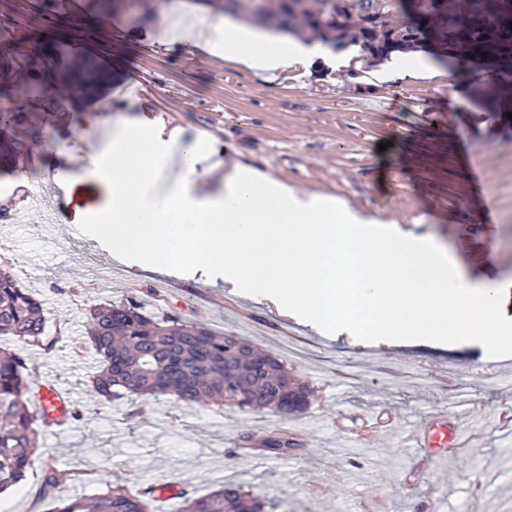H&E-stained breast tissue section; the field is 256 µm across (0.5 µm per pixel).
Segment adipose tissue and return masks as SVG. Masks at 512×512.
Masks as SVG:
<instances>
[{
  "label": "adipose tissue",
  "instance_id": "1",
  "mask_svg": "<svg viewBox=\"0 0 512 512\" xmlns=\"http://www.w3.org/2000/svg\"><path fill=\"white\" fill-rule=\"evenodd\" d=\"M163 19L178 37L260 76L305 66L322 50L228 15L213 20L175 6ZM207 157L203 141H161L140 123H119L97 162L68 179L99 194L72 210L71 222L143 266L221 269L234 287L271 295L323 328L480 343L495 353L512 347L495 288L468 282L432 239L325 196L299 195L240 163L215 161L223 190L199 191L197 166Z\"/></svg>",
  "mask_w": 512,
  "mask_h": 512
}]
</instances>
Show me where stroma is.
Masks as SVG:
<instances>
[{
    "mask_svg": "<svg viewBox=\"0 0 512 512\" xmlns=\"http://www.w3.org/2000/svg\"><path fill=\"white\" fill-rule=\"evenodd\" d=\"M163 9L162 0H141L134 11L112 0L103 16L88 0H0V28L11 49L56 70L95 56L112 73L104 93L113 109L161 139L205 140L226 161L271 170L297 191L339 198L380 223L433 237L471 283L499 285L498 313L512 324V78L479 62L446 82L387 63L350 78L328 50L303 75L264 79L166 39ZM133 80L144 89L132 99L126 86ZM0 99L40 113L49 133L71 105L66 95ZM81 109L86 122L64 147L43 142L28 151L0 193V206L23 218L0 223V261L44 304L50 347L24 352L34 380H58L85 414L67 432H43L21 488L0 494V512H48L42 482L49 461L66 474L56 490L63 497L88 496L116 480L133 491L184 486L198 497L231 483L266 497L267 512H512V468L502 462L512 428L500 420L512 413V389L499 385L498 356L476 343L324 333L230 288L223 273L192 267L169 270L166 292L149 295L164 274L113 256L96 233L60 221L51 155L72 170L89 165L115 124L96 116V101L83 100ZM34 188L47 201L37 212L29 209ZM130 299L154 316L199 319L279 356L313 390L309 406L282 417L157 399L136 416L122 400L89 413L96 357L82 342L83 313ZM463 393L477 414L474 439L444 462L418 461L395 440L357 448L336 434L346 412L387 406L409 422L430 407L457 409ZM274 427L306 432L308 442L278 459L240 453L244 433ZM411 469L420 480L406 491L401 482Z\"/></svg>",
    "mask_w": 512,
    "mask_h": 512,
    "instance_id": "obj_1",
    "label": "stroma"
}]
</instances>
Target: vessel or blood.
I'll return each mask as SVG.
<instances>
[{
    "label": "vessel or blood",
    "instance_id": "1",
    "mask_svg": "<svg viewBox=\"0 0 512 512\" xmlns=\"http://www.w3.org/2000/svg\"><path fill=\"white\" fill-rule=\"evenodd\" d=\"M30 399L51 429L68 428L71 408L69 393L48 380L37 381L30 389ZM399 431L403 447L414 449L417 457L429 461L447 457L449 451L464 447L471 438V423L466 415L432 409L412 425L400 423L395 413L382 409L360 414L352 425L342 426L352 443L365 447L383 435Z\"/></svg>",
    "mask_w": 512,
    "mask_h": 512
}]
</instances>
